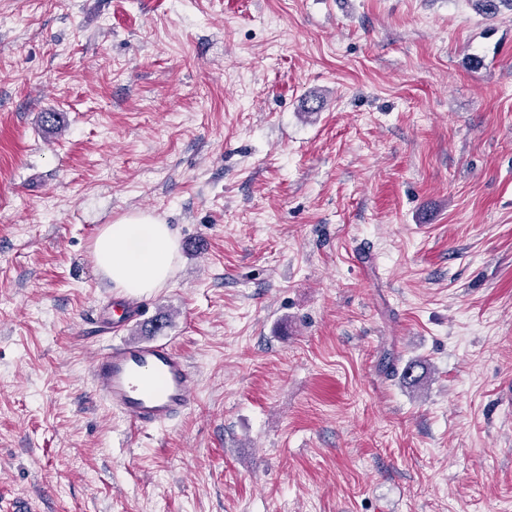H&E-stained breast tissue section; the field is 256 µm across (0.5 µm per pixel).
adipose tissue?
<instances>
[{"label":"adipose tissue","instance_id":"obj_1","mask_svg":"<svg viewBox=\"0 0 512 512\" xmlns=\"http://www.w3.org/2000/svg\"><path fill=\"white\" fill-rule=\"evenodd\" d=\"M93 253L101 276L125 295L136 297L166 282L177 240L159 216L131 211L102 228Z\"/></svg>","mask_w":512,"mask_h":512}]
</instances>
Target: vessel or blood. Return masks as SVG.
I'll return each instance as SVG.
<instances>
[{
	"label": "vessel or blood",
	"instance_id": "vessel-or-blood-1",
	"mask_svg": "<svg viewBox=\"0 0 512 512\" xmlns=\"http://www.w3.org/2000/svg\"><path fill=\"white\" fill-rule=\"evenodd\" d=\"M90 375L96 392L140 430L184 415L196 386L185 357L157 338L108 347L92 360Z\"/></svg>",
	"mask_w": 512,
	"mask_h": 512
}]
</instances>
